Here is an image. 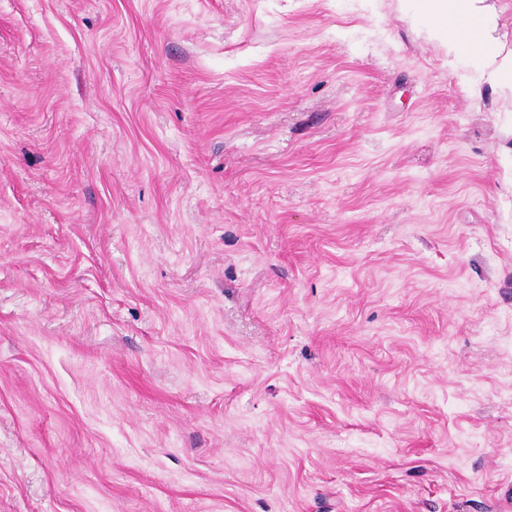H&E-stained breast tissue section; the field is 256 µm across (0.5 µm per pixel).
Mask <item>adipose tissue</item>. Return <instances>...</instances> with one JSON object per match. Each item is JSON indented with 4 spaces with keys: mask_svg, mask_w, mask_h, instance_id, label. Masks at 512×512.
Instances as JSON below:
<instances>
[{
    "mask_svg": "<svg viewBox=\"0 0 512 512\" xmlns=\"http://www.w3.org/2000/svg\"><path fill=\"white\" fill-rule=\"evenodd\" d=\"M430 20V33L450 55L468 51L480 57L488 77L512 86V52L495 50L497 15L483 0H421Z\"/></svg>",
    "mask_w": 512,
    "mask_h": 512,
    "instance_id": "obj_1",
    "label": "adipose tissue"
}]
</instances>
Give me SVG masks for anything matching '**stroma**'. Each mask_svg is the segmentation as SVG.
<instances>
[{
    "label": "stroma",
    "mask_w": 512,
    "mask_h": 512,
    "mask_svg": "<svg viewBox=\"0 0 512 512\" xmlns=\"http://www.w3.org/2000/svg\"><path fill=\"white\" fill-rule=\"evenodd\" d=\"M401 0H0V512H512V90Z\"/></svg>",
    "instance_id": "35a3bbf8"
}]
</instances>
